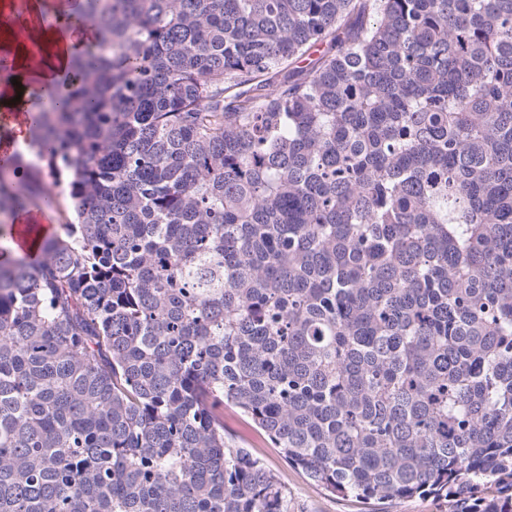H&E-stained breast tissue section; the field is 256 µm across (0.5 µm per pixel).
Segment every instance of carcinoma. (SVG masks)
<instances>
[{
    "label": "carcinoma",
    "instance_id": "1",
    "mask_svg": "<svg viewBox=\"0 0 512 512\" xmlns=\"http://www.w3.org/2000/svg\"><path fill=\"white\" fill-rule=\"evenodd\" d=\"M0 239V512H512V0H79ZM54 194L41 200L39 204L19 216L17 224L18 228L26 231L29 224H39L46 230L47 233L51 232L54 224H57L55 219V205ZM224 435L229 443L258 458L286 486L288 512H449L448 500L420 495L380 503L321 490L305 472L288 463L279 448H272L267 435L250 417L236 408L224 407Z\"/></svg>",
    "mask_w": 512,
    "mask_h": 512
}]
</instances>
